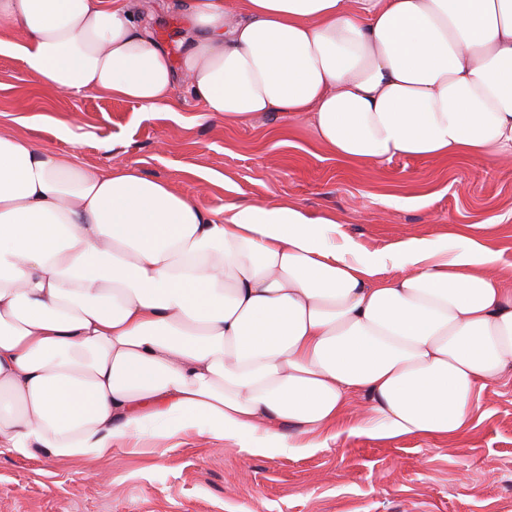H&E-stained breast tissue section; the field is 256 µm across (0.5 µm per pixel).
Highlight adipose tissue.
Returning a JSON list of instances; mask_svg holds the SVG:
<instances>
[{"label": "adipose tissue", "mask_w": 512, "mask_h": 512, "mask_svg": "<svg viewBox=\"0 0 512 512\" xmlns=\"http://www.w3.org/2000/svg\"><path fill=\"white\" fill-rule=\"evenodd\" d=\"M137 0H0L37 85L226 124L303 117L339 160L512 159V0H181L180 59ZM134 166L0 135V453L100 458L192 426L213 447L458 437L512 373L502 253L468 227L329 247L332 216L205 206ZM395 276H386V269Z\"/></svg>", "instance_id": "1"}]
</instances>
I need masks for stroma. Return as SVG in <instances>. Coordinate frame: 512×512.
I'll list each match as a JSON object with an SVG mask.
<instances>
[{
    "label": "stroma",
    "instance_id": "stroma-1",
    "mask_svg": "<svg viewBox=\"0 0 512 512\" xmlns=\"http://www.w3.org/2000/svg\"><path fill=\"white\" fill-rule=\"evenodd\" d=\"M151 28L182 51L174 0H148ZM178 112L144 114L97 93L62 97L23 61L0 56V134L48 152H75L95 170L137 166L205 197L213 210L275 199L335 215L338 233L369 251L489 224L512 260V162L395 157L363 169L330 154L309 122L285 114L228 125L184 86ZM0 512H512V378L484 390L474 427L429 442L341 434L315 452L249 456L205 446L195 429L138 438L95 460L0 455Z\"/></svg>",
    "mask_w": 512,
    "mask_h": 512
}]
</instances>
